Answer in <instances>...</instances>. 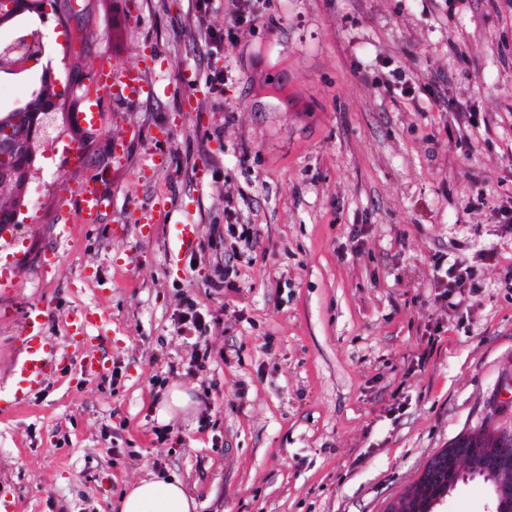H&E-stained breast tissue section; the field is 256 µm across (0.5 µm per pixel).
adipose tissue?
Here are the masks:
<instances>
[{
  "instance_id": "obj_1",
  "label": "adipose tissue",
  "mask_w": 512,
  "mask_h": 512,
  "mask_svg": "<svg viewBox=\"0 0 512 512\" xmlns=\"http://www.w3.org/2000/svg\"><path fill=\"white\" fill-rule=\"evenodd\" d=\"M197 504L173 477L152 475L127 485L119 512H195Z\"/></svg>"
}]
</instances>
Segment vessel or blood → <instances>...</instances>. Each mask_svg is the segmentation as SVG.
Returning a JSON list of instances; mask_svg holds the SVG:
<instances>
[{"instance_id": "vessel-or-blood-1", "label": "vessel or blood", "mask_w": 512, "mask_h": 512, "mask_svg": "<svg viewBox=\"0 0 512 512\" xmlns=\"http://www.w3.org/2000/svg\"><path fill=\"white\" fill-rule=\"evenodd\" d=\"M96 93L89 98L80 119L94 122L105 101L115 99L135 100L151 95L154 91L143 73L134 67L123 70L104 66L95 74ZM78 201L77 219L82 224L97 223L102 207V193L94 180H86L72 189ZM106 310L102 306L85 307L73 311L68 316L67 334L81 337L87 350L80 362L81 373L92 377L99 373L101 362L93 349L94 339L89 335V327L104 322ZM45 312L42 308L30 307L25 315L24 328L16 338V348L20 355L15 363V378L7 393H0V410L19 411L29 405L31 396L59 370L64 361L56 342L45 331Z\"/></svg>"}]
</instances>
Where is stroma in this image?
Instances as JSON below:
<instances>
[{
    "instance_id": "stroma-1",
    "label": "stroma",
    "mask_w": 512,
    "mask_h": 512,
    "mask_svg": "<svg viewBox=\"0 0 512 512\" xmlns=\"http://www.w3.org/2000/svg\"><path fill=\"white\" fill-rule=\"evenodd\" d=\"M224 5L91 0L85 42L50 9L15 27L45 51L0 72L1 108L46 68L67 89L77 57L89 73L140 66L156 91L105 103L92 142L65 127L42 146L41 204L0 251L18 285L0 302V389L32 304L69 356L0 415L8 512H118L152 473L197 512H385L458 437L512 428V0H247L254 24L215 48ZM191 79L203 93L187 104ZM88 179L107 202L84 225L69 188ZM159 194L168 216L140 236ZM186 222L198 237L174 264ZM228 263L235 285L217 287ZM439 264L468 272L446 296ZM186 296L201 335L183 331ZM94 304L105 369L87 378L66 318ZM176 386L195 404L161 417ZM491 508L473 478L435 512Z\"/></svg>"
}]
</instances>
